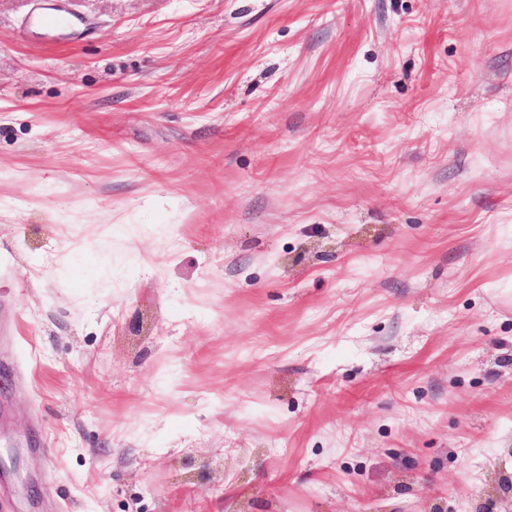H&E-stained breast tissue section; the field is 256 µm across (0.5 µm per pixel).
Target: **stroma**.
<instances>
[{
  "label": "stroma",
  "instance_id": "35a3bbf8",
  "mask_svg": "<svg viewBox=\"0 0 512 512\" xmlns=\"http://www.w3.org/2000/svg\"><path fill=\"white\" fill-rule=\"evenodd\" d=\"M0 369V512H512V0H0ZM73 24L74 21L68 15L55 11L43 12L34 18H28L24 23L29 31L43 35L69 28Z\"/></svg>",
  "mask_w": 512,
  "mask_h": 512
}]
</instances>
